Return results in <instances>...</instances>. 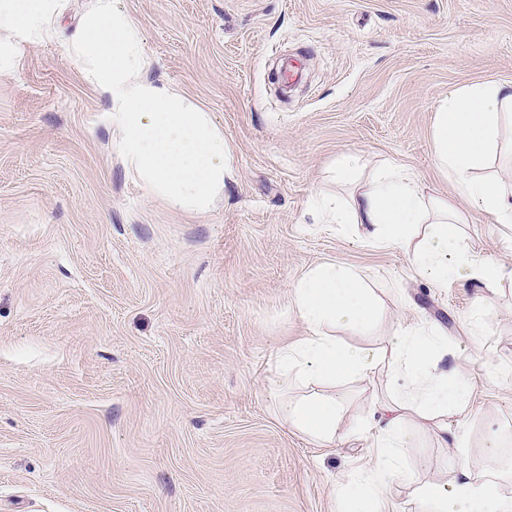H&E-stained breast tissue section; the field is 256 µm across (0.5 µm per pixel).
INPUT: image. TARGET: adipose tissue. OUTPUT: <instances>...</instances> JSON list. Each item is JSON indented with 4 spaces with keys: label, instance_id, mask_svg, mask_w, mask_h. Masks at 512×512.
Here are the masks:
<instances>
[{
    "label": "adipose tissue",
    "instance_id": "1",
    "mask_svg": "<svg viewBox=\"0 0 512 512\" xmlns=\"http://www.w3.org/2000/svg\"><path fill=\"white\" fill-rule=\"evenodd\" d=\"M66 0H0V72L15 73L26 47L54 40ZM85 81L105 98L112 114V149L148 193L170 208L200 213L223 195L232 174L224 134L209 113L168 84L148 78L141 28L120 0H91L67 45ZM512 127V83L481 82L449 91L435 113L432 146L440 172L453 183L456 202L425 194L402 166L388 162L364 183L355 156L337 165L340 184H355L345 202L324 200L328 223L364 224L382 247L408 253L416 272L435 287H447L461 272L487 289L512 278V269L464 250L460 226L466 218L458 201L512 228V187L481 175L496 153L503 126ZM296 312L309 334L277 357L276 391L286 424L332 446L343 440L344 410L325 383L347 376L365 377L382 355L367 348H344L329 328H369L375 304L362 275L325 263L306 274L294 291ZM402 380L387 396L377 417L367 423L377 452L349 480L337 483L338 512H387L386 491L397 481L414 483L416 512H512V499L495 482L474 477L458 466L452 484L415 481L402 465L418 430L448 440V419L466 416L472 391L460 375L441 369L447 348L418 322L390 339ZM302 383L304 395L289 398Z\"/></svg>",
    "mask_w": 512,
    "mask_h": 512
}]
</instances>
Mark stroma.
I'll return each mask as SVG.
<instances>
[{
	"instance_id": "1",
	"label": "stroma",
	"mask_w": 512,
	"mask_h": 512,
	"mask_svg": "<svg viewBox=\"0 0 512 512\" xmlns=\"http://www.w3.org/2000/svg\"><path fill=\"white\" fill-rule=\"evenodd\" d=\"M89 0H68L62 38L0 74V512H336V484L368 463L389 364L337 381L343 425L325 448L276 412V355L308 331L294 288L314 267L363 273L368 334L389 353L418 321L473 386L449 417L458 447L419 433L405 463L452 482L467 465L512 497V281L481 317L461 277L435 288L402 251L324 224L317 192L354 154L392 161L453 196L431 136L449 90L512 82V0H121L141 27L151 79L211 112L233 156L223 198L169 208L112 152L106 101L62 42ZM463 245L512 267V228L469 211Z\"/></svg>"
}]
</instances>
